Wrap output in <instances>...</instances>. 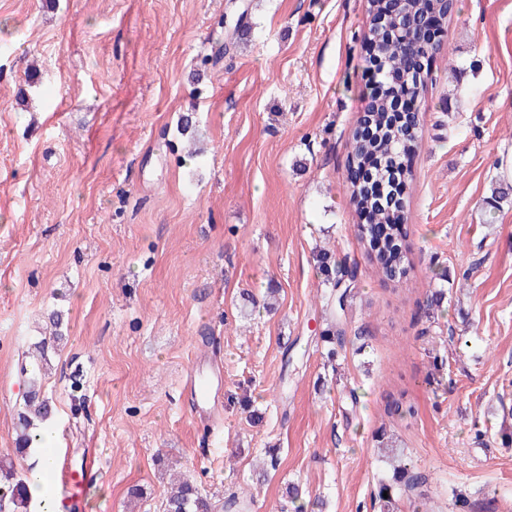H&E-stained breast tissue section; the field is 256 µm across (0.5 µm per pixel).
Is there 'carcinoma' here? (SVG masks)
<instances>
[{"label":"carcinoma","mask_w":512,"mask_h":512,"mask_svg":"<svg viewBox=\"0 0 512 512\" xmlns=\"http://www.w3.org/2000/svg\"><path fill=\"white\" fill-rule=\"evenodd\" d=\"M393 0H368L369 28L361 39V48L376 45L379 65L386 79L384 90L364 109V115L351 134L348 163V190L355 212L363 223L355 229L357 241L372 257L377 274L383 280L401 282L409 265L406 250L394 238L395 227L406 219V196L411 193L412 174L402 165V158L417 148L421 137L419 112H414L405 124H395L392 113L397 100L421 102L430 63L434 57L428 41L415 37L405 27L385 23ZM457 0H400V11L408 19H423L436 15L446 19L455 12ZM380 162L399 179V200L390 204L380 198L369 182H357L354 172L364 166ZM319 267L325 276L324 307L331 328L322 334L323 341L332 344L328 356L337 355L336 348L344 345V331L338 325L346 316L349 300L353 297L352 282L341 284L344 267L332 260V255H318ZM52 336L35 343L29 357L41 363L49 362V350L63 337V316L56 312L49 316ZM52 413L51 400L44 395L42 379L27 373L23 407L18 414L15 451H28L33 431ZM379 462L383 468L373 492L378 512H401V501L409 496H422L420 487L426 479L413 473L405 449L393 444L385 434L378 435ZM33 469L18 475L13 470L0 472V490L6 491L11 512H29L30 499L27 485ZM285 498L303 512L308 507H323L320 501L305 503L303 492L295 484L285 488ZM162 512H217L216 503L204 496L191 482L182 481L173 487L161 504Z\"/></svg>","instance_id":"obj_1"}]
</instances>
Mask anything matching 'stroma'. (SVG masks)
Listing matches in <instances>:
<instances>
[{"label":"stroma","instance_id":"obj_1","mask_svg":"<svg viewBox=\"0 0 512 512\" xmlns=\"http://www.w3.org/2000/svg\"><path fill=\"white\" fill-rule=\"evenodd\" d=\"M366 8L0 0V465L37 461L14 451L20 368L61 312L43 381L57 466L93 450L99 470L60 512H158L174 474L218 503L249 497L247 512H293L290 483L325 512H374L382 430L435 512H459L457 490L473 512H512V198L490 203L512 154V0H458L445 23L402 285L375 274L353 231ZM227 24L245 35L209 63ZM318 245L357 267L332 362ZM269 287L275 311L244 314V293ZM210 367L217 426L183 391ZM396 399L407 413L390 412Z\"/></svg>","mask_w":512,"mask_h":512}]
</instances>
